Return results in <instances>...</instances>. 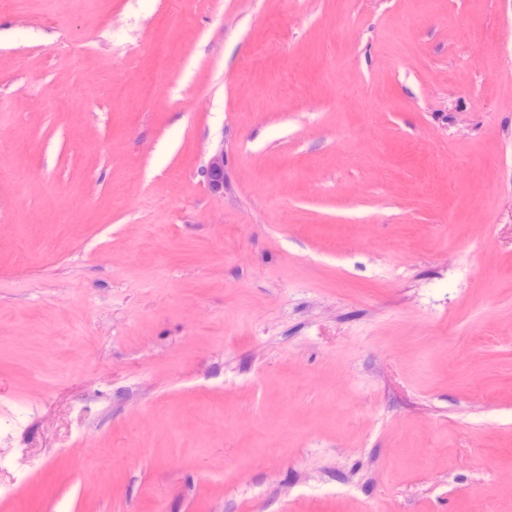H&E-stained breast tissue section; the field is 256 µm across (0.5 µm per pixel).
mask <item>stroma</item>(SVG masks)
Returning <instances> with one entry per match:
<instances>
[{
    "mask_svg": "<svg viewBox=\"0 0 512 512\" xmlns=\"http://www.w3.org/2000/svg\"><path fill=\"white\" fill-rule=\"evenodd\" d=\"M1 457L0 512H512V0H0ZM209 190L216 196H223L224 189L228 188L224 171V151L216 149L209 157L206 165L201 169Z\"/></svg>",
    "mask_w": 512,
    "mask_h": 512,
    "instance_id": "stroma-1",
    "label": "stroma"
}]
</instances>
